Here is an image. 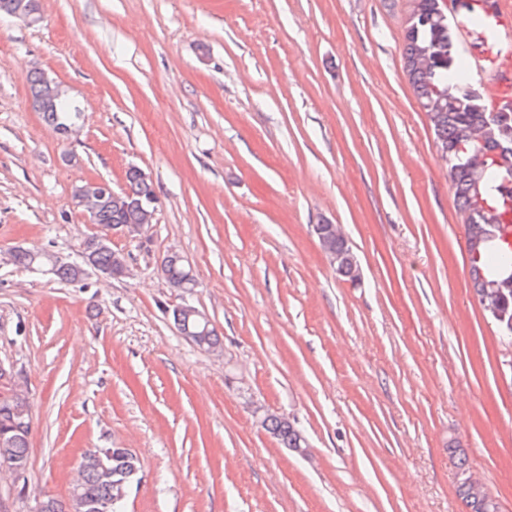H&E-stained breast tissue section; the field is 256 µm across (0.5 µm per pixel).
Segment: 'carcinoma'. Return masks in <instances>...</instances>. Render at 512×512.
Masks as SVG:
<instances>
[{"label":"carcinoma","instance_id":"1","mask_svg":"<svg viewBox=\"0 0 512 512\" xmlns=\"http://www.w3.org/2000/svg\"><path fill=\"white\" fill-rule=\"evenodd\" d=\"M492 0H411L404 28L405 71L413 93L425 112L435 142L447 162L448 179L454 189L461 212L465 215L466 247L472 288L483 306L491 302L498 288H509L506 312L512 317V243L503 225H512V102L490 111L483 96H471L472 86L460 68L454 17L460 16L472 29L473 46L478 48L494 38L488 23L481 21L485 11L493 8ZM44 73L27 75L34 108L46 123L58 130L76 127L82 113L73 109L60 94L47 105L42 98ZM488 151L501 149V162L478 167L471 161L475 148ZM150 192L135 167L126 171V189L118 199L90 196L96 209L93 223L106 229L124 224L141 223L137 202ZM331 246L339 260L336 273L353 279L352 260L356 259L345 239L331 237ZM94 260L104 269L121 265L124 257L112 244H97ZM162 276L167 284L180 291L187 288L190 266L178 253L161 258ZM188 337L206 330L201 340L204 348L220 347L217 330L210 321L201 319L190 324ZM28 398L13 392L0 396V469L28 468L31 420L22 417ZM263 429L272 434L284 448L296 450L306 446L301 431L285 417L272 415ZM139 457L127 448H88L79 462L80 480L72 486L65 501L52 499L49 512H93L97 503L110 504V512H122L131 490L135 473L141 471ZM457 494L466 512H495L488 499L479 498L464 481L457 482Z\"/></svg>","mask_w":512,"mask_h":512}]
</instances>
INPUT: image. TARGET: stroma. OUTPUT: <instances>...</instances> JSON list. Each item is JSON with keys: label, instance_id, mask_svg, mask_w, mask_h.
<instances>
[{"label": "stroma", "instance_id": "obj_1", "mask_svg": "<svg viewBox=\"0 0 512 512\" xmlns=\"http://www.w3.org/2000/svg\"><path fill=\"white\" fill-rule=\"evenodd\" d=\"M410 0H42L0 16V395L32 411L0 512L64 500L86 448L143 467L124 512H464L458 465L512 512V342L469 276L465 227L403 70ZM55 79L71 137L32 104ZM155 183L152 224L116 236L129 272L33 274L15 248L77 259L87 181ZM341 225L361 268L313 231ZM175 250L200 286L170 288ZM223 338L200 350L173 308ZM295 421L282 448L253 406ZM44 73L40 71H31L27 75V81L30 85L31 96L34 108L41 112L46 123L55 131L61 126L77 127L82 120V112H77L66 101L64 91L58 98L47 106L42 98V81ZM332 230H336V236L342 235V228L338 224H332ZM342 233V234H341ZM336 236L331 237V246L336 250L334 253L328 249H322L326 257L332 264L336 263L337 256H339V260L336 263V273L347 280L353 281V276L351 275L355 268L358 266L357 258L352 251L351 246L349 245L346 239H336ZM343 236V235H342ZM352 260L356 262L355 267L352 266ZM360 278V269L357 268L355 272V279L358 280ZM177 316H178V318H177ZM177 316L175 314V309H173V311H172L173 320H174L175 324L178 326L179 330L183 334L185 333V325H183L182 323L178 324V319L186 317L187 320H189L192 316H200V317L207 318L206 315L200 313L199 310H197L195 307L190 306V305H182V306L178 307L177 308ZM198 320H199L200 326L193 324V322L191 321V323H190L191 333L184 334L185 337H187V338L190 337L193 341H195L197 336H196V333H194V332L202 331L203 329L206 328L207 331H206L205 335L200 336V339L205 341L204 349L217 350L220 347V338L218 336L216 328L214 327L213 324H211L210 320H205V319H198Z\"/></svg>", "mask_w": 512, "mask_h": 512}]
</instances>
